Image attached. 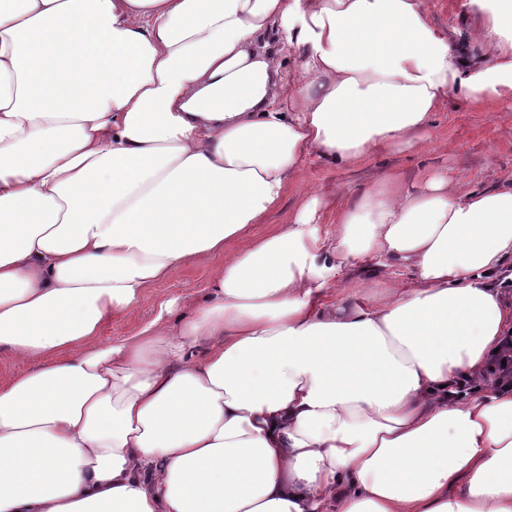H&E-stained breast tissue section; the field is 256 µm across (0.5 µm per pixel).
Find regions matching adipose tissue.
Returning <instances> with one entry per match:
<instances>
[{
    "instance_id": "ef3b65f1",
    "label": "adipose tissue",
    "mask_w": 512,
    "mask_h": 512,
    "mask_svg": "<svg viewBox=\"0 0 512 512\" xmlns=\"http://www.w3.org/2000/svg\"><path fill=\"white\" fill-rule=\"evenodd\" d=\"M467 5L453 36L423 0H0V512H512V392L448 400L512 331V179L252 233L306 157L512 100V0ZM187 261L205 303L103 339Z\"/></svg>"
}]
</instances>
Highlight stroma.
Segmentation results:
<instances>
[{
	"mask_svg": "<svg viewBox=\"0 0 512 512\" xmlns=\"http://www.w3.org/2000/svg\"><path fill=\"white\" fill-rule=\"evenodd\" d=\"M464 2L423 0L428 21L449 33L469 29L478 20ZM303 170V186L290 188L266 223L256 225V233L284 223L298 211L309 193L334 200L339 208L352 207L362 193L387 173L411 184L422 172H437L452 180H465L473 187L512 178V100L474 107L461 95L450 94L433 113L427 134L416 147L371 156L343 168L311 156L305 159ZM209 282L208 267L190 262L175 266L166 279L149 288L136 309L113 316L102 332L103 339L119 341L133 336L154 319L159 302L165 298H177L178 312H191L203 302Z\"/></svg>",
	"mask_w": 512,
	"mask_h": 512,
	"instance_id": "35a3bbf8",
	"label": "stroma"
}]
</instances>
